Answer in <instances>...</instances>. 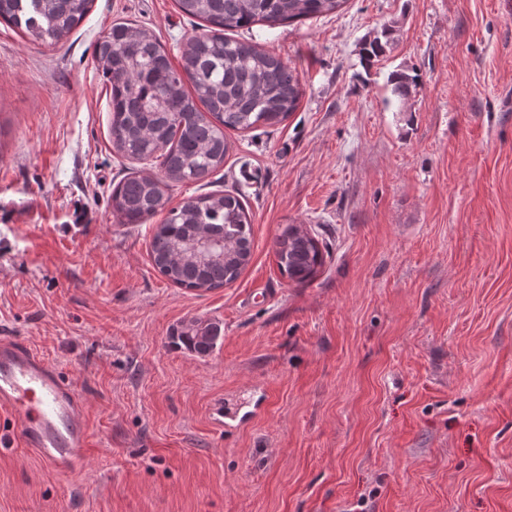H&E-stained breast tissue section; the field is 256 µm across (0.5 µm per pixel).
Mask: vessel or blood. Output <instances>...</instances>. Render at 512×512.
Returning a JSON list of instances; mask_svg holds the SVG:
<instances>
[{
	"label": "vessel or blood",
	"mask_w": 512,
	"mask_h": 512,
	"mask_svg": "<svg viewBox=\"0 0 512 512\" xmlns=\"http://www.w3.org/2000/svg\"><path fill=\"white\" fill-rule=\"evenodd\" d=\"M0 409L47 467L81 470L90 446L88 405L77 387L26 343L0 336Z\"/></svg>",
	"instance_id": "1"
}]
</instances>
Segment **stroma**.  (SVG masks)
<instances>
[{
	"instance_id": "1",
	"label": "stroma",
	"mask_w": 512,
	"mask_h": 512,
	"mask_svg": "<svg viewBox=\"0 0 512 512\" xmlns=\"http://www.w3.org/2000/svg\"><path fill=\"white\" fill-rule=\"evenodd\" d=\"M117 19L172 52L199 32L174 0H93L56 48L0 24V336L79 388L91 436L82 470L54 472L0 410V512H512V0L254 25L303 96L229 132L209 185H171L176 205L240 192L252 219L242 275L201 293L107 202L151 171L112 147L95 46ZM291 224L328 248L305 283L277 267ZM195 319L223 334L209 355L171 342ZM220 401L253 419L217 427ZM394 41V29L384 27L373 38L367 39L362 44L360 55L366 65H370L382 56ZM419 76L409 74L404 70H398L391 74L388 84L391 94L401 102L405 103L416 90Z\"/></svg>"
}]
</instances>
